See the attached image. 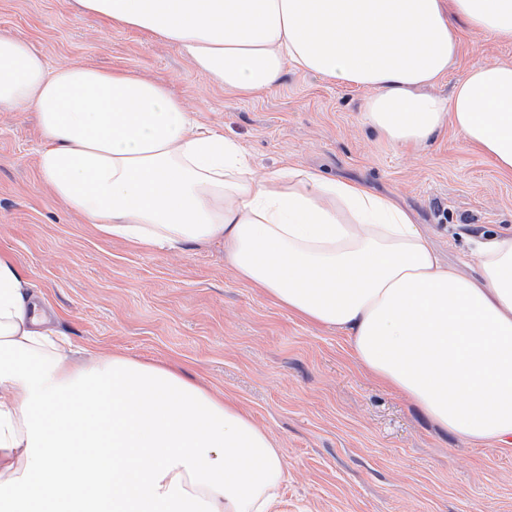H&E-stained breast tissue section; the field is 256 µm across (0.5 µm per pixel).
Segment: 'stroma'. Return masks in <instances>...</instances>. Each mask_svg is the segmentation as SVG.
<instances>
[{"mask_svg":"<svg viewBox=\"0 0 512 512\" xmlns=\"http://www.w3.org/2000/svg\"><path fill=\"white\" fill-rule=\"evenodd\" d=\"M0 34L53 66L164 82L203 124L239 141L257 172L291 164L391 196L462 274L476 269L471 237L512 232V173L449 127L424 151L392 146L361 120L367 90L289 65L264 93L230 91L161 37L78 13L75 0H0ZM494 61L512 62V43L461 28L437 92ZM42 144L34 113L0 112V253L76 348L174 362L235 399L282 450L279 512H512V448L438 430L370 378L342 333L240 281L223 246L147 250L101 234L45 185Z\"/></svg>","mask_w":512,"mask_h":512,"instance_id":"obj_1","label":"stroma"}]
</instances>
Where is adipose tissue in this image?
<instances>
[{
	"mask_svg": "<svg viewBox=\"0 0 512 512\" xmlns=\"http://www.w3.org/2000/svg\"><path fill=\"white\" fill-rule=\"evenodd\" d=\"M153 32L246 94L285 65L369 90L365 125L421 148L444 127L512 172V63L453 67V16L512 42V0H75ZM0 112H32L53 193L152 250L224 244L237 277L343 333L358 363L468 445H512V234L474 237L480 276L445 265L388 195L318 170L259 176L233 138L129 71L51 67L0 35ZM284 461L232 399L174 367L77 357L0 254V512H277Z\"/></svg>",
	"mask_w": 512,
	"mask_h": 512,
	"instance_id": "1",
	"label": "adipose tissue"
}]
</instances>
